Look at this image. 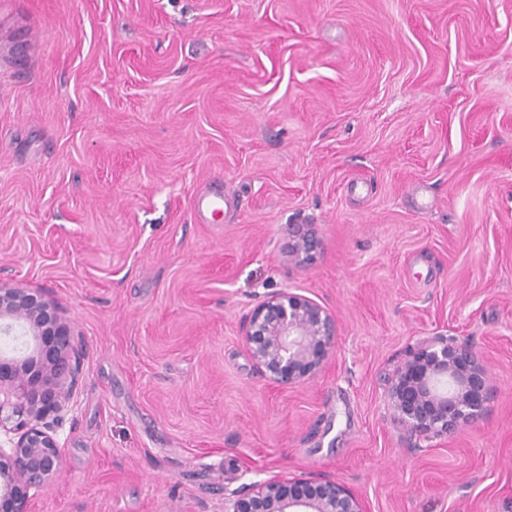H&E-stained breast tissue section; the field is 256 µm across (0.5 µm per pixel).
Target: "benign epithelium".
<instances>
[{
  "label": "benign epithelium",
  "mask_w": 512,
  "mask_h": 512,
  "mask_svg": "<svg viewBox=\"0 0 512 512\" xmlns=\"http://www.w3.org/2000/svg\"><path fill=\"white\" fill-rule=\"evenodd\" d=\"M292 254L307 262L318 239L295 231ZM0 334L31 336L32 354L19 361L0 356V512H31L36 493L51 483L62 465V446L41 425L44 411L64 408L78 384L80 364L72 334L58 307L19 285L0 282ZM244 343L258 372L290 386L317 376L336 349L334 315L315 300L288 290L258 304L244 326ZM40 382L55 384L41 395ZM487 372L469 347L433 336L409 352L394 371L388 397L397 420L419 436L446 434L476 420L484 411ZM224 512H366L364 502L331 475L307 479L270 478L234 492Z\"/></svg>",
  "instance_id": "benign-epithelium-1"
}]
</instances>
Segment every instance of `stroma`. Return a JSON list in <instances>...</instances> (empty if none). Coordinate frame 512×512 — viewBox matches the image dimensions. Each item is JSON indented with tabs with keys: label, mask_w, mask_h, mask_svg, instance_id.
Returning <instances> with one entry per match:
<instances>
[{
	"label": "stroma",
	"mask_w": 512,
	"mask_h": 512,
	"mask_svg": "<svg viewBox=\"0 0 512 512\" xmlns=\"http://www.w3.org/2000/svg\"><path fill=\"white\" fill-rule=\"evenodd\" d=\"M0 282L81 361L32 512L319 474L367 512H512V0H0ZM280 290L338 325L288 388L243 341ZM436 335L482 357L486 410L419 439L387 390ZM292 237L295 238L292 245V254L299 262H307L319 247L318 239L309 233L293 231Z\"/></svg>",
	"instance_id": "stroma-1"
}]
</instances>
